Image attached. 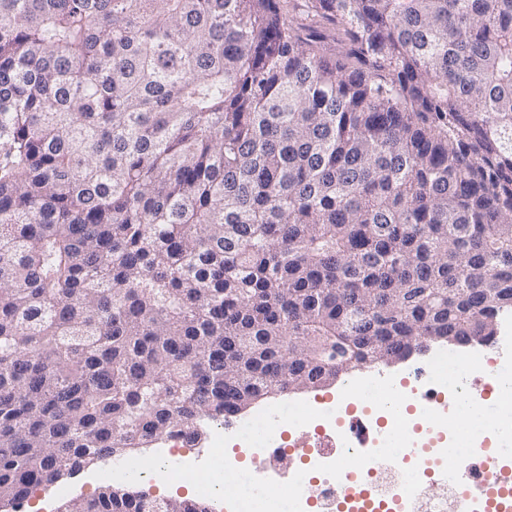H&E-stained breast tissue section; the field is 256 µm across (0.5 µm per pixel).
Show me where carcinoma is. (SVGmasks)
<instances>
[{
	"instance_id": "cac0c4a2",
	"label": "carcinoma",
	"mask_w": 512,
	"mask_h": 512,
	"mask_svg": "<svg viewBox=\"0 0 512 512\" xmlns=\"http://www.w3.org/2000/svg\"><path fill=\"white\" fill-rule=\"evenodd\" d=\"M507 312L512 0H0V503Z\"/></svg>"
}]
</instances>
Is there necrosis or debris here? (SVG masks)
Returning <instances> with one entry per match:
<instances>
[{
  "instance_id": "1",
  "label": "necrosis or debris",
  "mask_w": 512,
  "mask_h": 512,
  "mask_svg": "<svg viewBox=\"0 0 512 512\" xmlns=\"http://www.w3.org/2000/svg\"><path fill=\"white\" fill-rule=\"evenodd\" d=\"M489 377L496 407L489 416L492 436L512 437V335L496 339V355L469 350L439 352L429 364L426 391H410L407 397L390 393L388 401L376 398L371 380L348 378L336 399L324 406L308 402L291 404L286 424L274 423L257 414L234 435H227L222 423L210 425L211 442L206 454L193 452L183 439H173L171 447L153 462L152 468L169 482L192 483L203 497L223 493L234 480L235 464L224 454L226 442L249 460L263 461L266 468H278L284 452V431L313 428L316 436L337 438L336 448L307 450L306 456L316 477L298 471L292 481L273 482L252 496L234 499L235 512H340L344 483L360 476L369 477L364 486L366 505L354 512H389L402 504L401 489L410 477L440 470L448 463V451L439 445L440 435L426 426L421 410L427 399L440 395L454 414L478 410L469 385L472 377ZM386 408L389 436L383 440L359 442L357 427L376 430L372 412ZM456 444L471 463L469 479L451 483L439 491L416 490L411 512H468L470 489L488 479L482 466L490 452L478 444L469 429H455Z\"/></svg>"
}]
</instances>
